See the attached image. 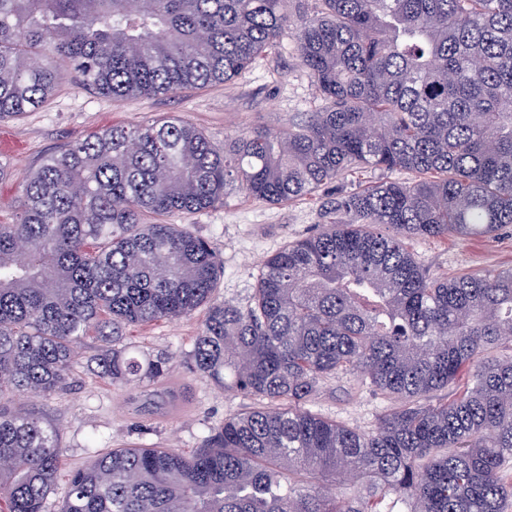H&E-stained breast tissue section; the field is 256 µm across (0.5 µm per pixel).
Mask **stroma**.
<instances>
[{
    "label": "stroma",
    "mask_w": 512,
    "mask_h": 512,
    "mask_svg": "<svg viewBox=\"0 0 512 512\" xmlns=\"http://www.w3.org/2000/svg\"><path fill=\"white\" fill-rule=\"evenodd\" d=\"M319 104L316 85L300 63L295 37L289 30L275 49L256 58L226 84L115 101L67 81L42 109L0 122V161L9 166L8 177L0 181V199L14 198L20 179L47 153L93 131L181 120L200 128L220 148L225 139L255 126L287 128ZM381 176L378 170L357 172L325 191L281 204L245 197L232 186L224 199L207 211L175 214L169 221L189 225L211 241L224 267L215 299L244 305L257 286L258 271L266 257L289 240L321 229L320 208L326 194L350 192ZM408 248L433 276L506 269L512 267V228L483 239H414ZM203 319L204 312L199 309L188 318L157 321L125 333V344L143 356L171 353L177 357V368L166 381L176 398L161 413L147 414L130 404L136 383L106 382L84 363L75 367L69 391L38 400V407L57 424L63 446L62 468L49 496V508L58 507L70 473L88 460L91 449L135 442L189 453L201 445L209 427L252 407V398L221 390L204 375L190 370L194 338ZM392 404V399L356 375L341 374L320 382L310 407L326 419L369 432L375 428L378 415Z\"/></svg>",
    "instance_id": "1"
}]
</instances>
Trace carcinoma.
Returning <instances> with one entry per match:
<instances>
[{"instance_id": "carcinoma-1", "label": "carcinoma", "mask_w": 512, "mask_h": 512, "mask_svg": "<svg viewBox=\"0 0 512 512\" xmlns=\"http://www.w3.org/2000/svg\"><path fill=\"white\" fill-rule=\"evenodd\" d=\"M0 0V121L66 80L114 100L232 81L295 29L321 106L217 149L185 122L115 126L23 177L0 221V502L46 512L61 456L33 407L70 387L81 343L162 410L167 355L124 333L208 305L194 369L257 406L191 455L125 444L70 475L59 512H507L512 270L433 277L404 239L512 226V0ZM406 172L323 202L325 224L263 261L249 302L213 301L222 264L173 213L229 185L279 204L346 172ZM354 373L399 405L370 432L308 403ZM457 386L450 400L438 398Z\"/></svg>"}]
</instances>
